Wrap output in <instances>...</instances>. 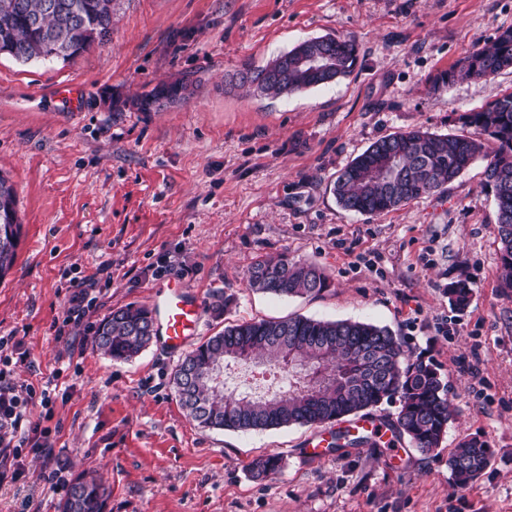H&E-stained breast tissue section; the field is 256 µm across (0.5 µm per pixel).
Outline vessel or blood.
Here are the masks:
<instances>
[{"mask_svg":"<svg viewBox=\"0 0 512 512\" xmlns=\"http://www.w3.org/2000/svg\"><path fill=\"white\" fill-rule=\"evenodd\" d=\"M153 313L159 330L158 340L170 354L185 351L193 337L200 333V306L184 293L164 290L155 302Z\"/></svg>","mask_w":512,"mask_h":512,"instance_id":"vessel-or-blood-1","label":"vessel or blood"}]
</instances>
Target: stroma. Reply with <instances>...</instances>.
Segmentation results:
<instances>
[{
  "label": "stroma",
  "mask_w": 512,
  "mask_h": 512,
  "mask_svg": "<svg viewBox=\"0 0 512 512\" xmlns=\"http://www.w3.org/2000/svg\"><path fill=\"white\" fill-rule=\"evenodd\" d=\"M512 27V0H112L109 41L68 62L0 55V173L16 190L22 234L0 280V336L13 379L41 388L61 370L52 458L21 450L0 481V512H57L80 472L102 476L106 512H512V291L503 286L496 203L475 160L440 193L380 215L343 210L337 172L371 144L512 94L493 80L435 87L476 44ZM354 37L336 83L269 99L240 85L299 42ZM182 81L187 99L112 109ZM288 256L327 288L276 296L246 287L262 257ZM95 283L82 326L65 325L77 284ZM467 281L469 306L445 290ZM197 297L203 336L226 323L304 316L388 328L448 383L453 417L440 453L402 443L311 458L332 425L203 430L172 386L177 357L152 342L128 361L93 349L113 310L152 306L161 287ZM233 304L215 318V292ZM486 441L491 464L465 494L448 454ZM269 454L281 469L253 477Z\"/></svg>",
  "instance_id": "35a3bbf8"
}]
</instances>
